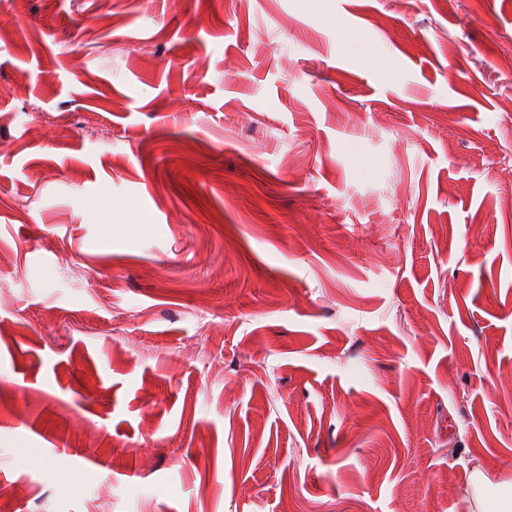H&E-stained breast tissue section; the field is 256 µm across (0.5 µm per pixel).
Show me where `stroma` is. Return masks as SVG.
I'll return each mask as SVG.
<instances>
[{
  "label": "stroma",
  "mask_w": 512,
  "mask_h": 512,
  "mask_svg": "<svg viewBox=\"0 0 512 512\" xmlns=\"http://www.w3.org/2000/svg\"><path fill=\"white\" fill-rule=\"evenodd\" d=\"M512 0H0L16 512H474L512 483ZM478 512H511L512 485L503 482L492 484L482 472H475L470 490Z\"/></svg>",
  "instance_id": "35a3bbf8"
}]
</instances>
